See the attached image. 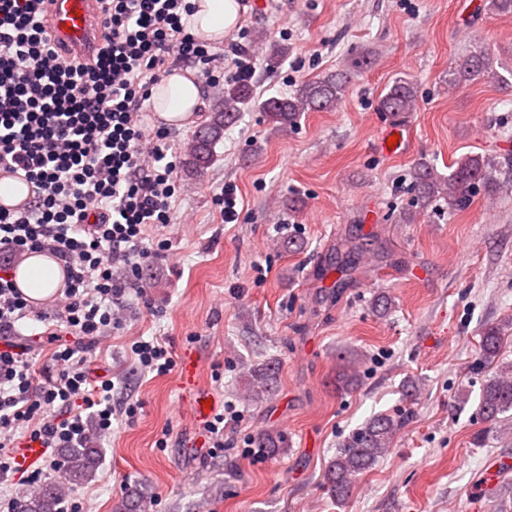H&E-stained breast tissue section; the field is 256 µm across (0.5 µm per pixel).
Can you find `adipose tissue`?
<instances>
[{
    "instance_id": "obj_1",
    "label": "adipose tissue",
    "mask_w": 512,
    "mask_h": 512,
    "mask_svg": "<svg viewBox=\"0 0 512 512\" xmlns=\"http://www.w3.org/2000/svg\"><path fill=\"white\" fill-rule=\"evenodd\" d=\"M194 11L189 23L199 39L219 43L237 26L238 0H189ZM154 110L166 123L180 125L201 106V85L194 71L173 72L152 89ZM63 264L42 253H31L14 268L12 275L26 298L41 302L53 297L62 283Z\"/></svg>"
}]
</instances>
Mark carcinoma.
<instances>
[{"label":"carcinoma","mask_w":512,"mask_h":512,"mask_svg":"<svg viewBox=\"0 0 512 512\" xmlns=\"http://www.w3.org/2000/svg\"><path fill=\"white\" fill-rule=\"evenodd\" d=\"M490 59L475 51L461 60L452 71L450 85L471 83L489 74ZM348 76L343 73L326 75L303 84L291 97H271L261 104V109L275 122L284 126L297 120L300 113L316 109H331L342 101ZM252 99V90L243 81L232 82L224 88V97L214 109L202 131L187 146L188 166L196 172L207 168L214 158V146L224 135V127L235 121ZM383 111L397 116L412 112L416 107L413 84L407 80L395 82L381 100ZM493 164L481 155L460 159L448 175H440L430 164L422 161L414 167L413 178L417 202L425 206L436 197H444L448 208L462 209L474 186L482 184L492 192L512 191V179L497 180L492 175ZM363 244L349 239L336 248V266L333 270L342 276L357 268L363 257ZM507 328L495 326L486 329L480 337V360L492 364L499 357ZM274 369L267 367L253 372L248 394L254 400L265 397L272 389ZM512 411V364L495 372L483 388L479 412L489 422L499 421V416ZM405 425V418L380 415L371 419L340 447L329 463L327 479L330 490L341 500L348 495L358 476L370 468L391 447L396 435ZM90 438L71 448L61 450L62 478L65 482L79 484L88 481L99 462L100 449L90 446ZM59 486L46 483L39 491L24 495L19 512H57Z\"/></svg>","instance_id":"1"}]
</instances>
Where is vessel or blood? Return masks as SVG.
Returning a JSON list of instances; mask_svg holds the SVG:
<instances>
[{
	"label": "vessel or blood",
	"mask_w": 512,
	"mask_h": 512,
	"mask_svg": "<svg viewBox=\"0 0 512 512\" xmlns=\"http://www.w3.org/2000/svg\"><path fill=\"white\" fill-rule=\"evenodd\" d=\"M49 22L60 61L92 55L98 34L95 0H51Z\"/></svg>",
	"instance_id": "1"
}]
</instances>
